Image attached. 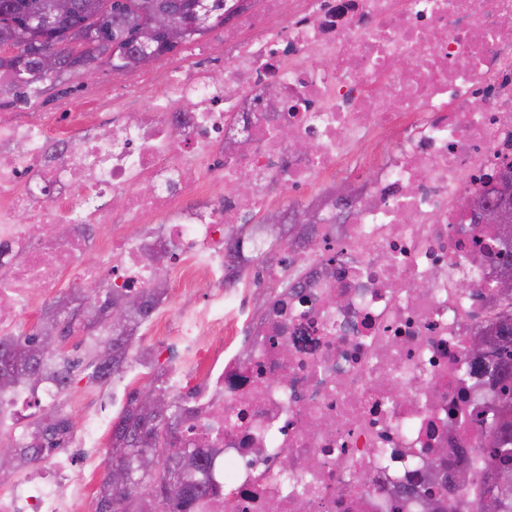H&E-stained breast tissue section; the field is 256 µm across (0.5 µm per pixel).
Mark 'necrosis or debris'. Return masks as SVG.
Here are the masks:
<instances>
[{
  "mask_svg": "<svg viewBox=\"0 0 512 512\" xmlns=\"http://www.w3.org/2000/svg\"><path fill=\"white\" fill-rule=\"evenodd\" d=\"M224 41L222 82L170 70L130 121L98 94L0 114V334L73 279L209 282L223 310L175 328L206 377L171 388L183 437L218 451L213 512H393L438 449L487 439L468 346L498 267L466 213L512 159V0H260ZM362 156L381 159L365 191L289 240L286 284L220 351L246 318L224 265L237 213L266 210L272 184L310 198ZM38 470L0 485V512H80L85 464Z\"/></svg>",
  "mask_w": 512,
  "mask_h": 512,
  "instance_id": "1",
  "label": "necrosis or debris"
}]
</instances>
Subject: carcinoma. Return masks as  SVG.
<instances>
[{
    "label": "carcinoma",
    "instance_id": "obj_1",
    "mask_svg": "<svg viewBox=\"0 0 512 512\" xmlns=\"http://www.w3.org/2000/svg\"><path fill=\"white\" fill-rule=\"evenodd\" d=\"M81 11L65 26L44 31L39 39L19 40L22 26L32 12L46 17L54 14L56 0H0V49L16 52L0 56V74L11 77L7 92L22 102L39 93L38 84L78 71L94 62H104L120 74L135 69L143 48L161 56L176 49L161 39H143L139 33L149 27L155 13L166 8L179 14L190 10L191 0H78ZM208 29L222 27L239 9L236 0H207ZM64 41L67 49L59 68L44 77L39 74L41 49ZM163 292L156 288L137 296L138 304L127 309L124 324L112 325L103 305L76 289L74 299L64 298L48 309L41 324L29 333L0 336V392L18 387L35 389L50 380L63 393L84 372L88 381L106 386L121 376L129 365L130 350L139 325L150 315ZM91 339L83 358L74 360L65 345L75 332ZM487 358L476 359L488 388L498 397L512 400V294L499 297L485 340ZM151 388L153 395L168 403L166 414L147 413L139 406V390L131 391L127 402L112 422L106 471L126 470L129 483L116 491L104 476L95 496V512H195L198 501L216 493L211 483L210 460L214 448L198 445L181 447L178 425L181 408L164 381ZM76 426L75 417L62 410L40 409L20 422L14 433L0 435V447L9 449L13 468L35 464L68 445ZM491 441L484 455V470L470 465L469 486L483 483L484 472L491 481L481 495H448L436 486L438 512H480L482 496L496 485L503 473L512 475V424L504 427L492 418Z\"/></svg>",
    "mask_w": 512,
    "mask_h": 512
}]
</instances>
